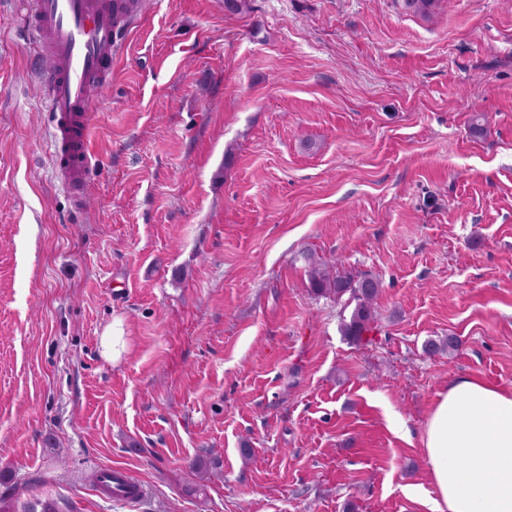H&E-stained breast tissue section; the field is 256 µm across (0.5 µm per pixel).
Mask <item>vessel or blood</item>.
Listing matches in <instances>:
<instances>
[{
  "label": "vessel or blood",
  "mask_w": 512,
  "mask_h": 512,
  "mask_svg": "<svg viewBox=\"0 0 512 512\" xmlns=\"http://www.w3.org/2000/svg\"><path fill=\"white\" fill-rule=\"evenodd\" d=\"M119 0H34L27 32L51 62L43 77L52 116L50 155L55 177L70 191L89 180L90 91L112 74L123 35L114 24Z\"/></svg>",
  "instance_id": "obj_1"
}]
</instances>
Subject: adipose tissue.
<instances>
[{"label":"adipose tissue","instance_id":"adipose-tissue-1","mask_svg":"<svg viewBox=\"0 0 512 512\" xmlns=\"http://www.w3.org/2000/svg\"><path fill=\"white\" fill-rule=\"evenodd\" d=\"M423 445L433 512H512V392L456 379L434 406Z\"/></svg>","mask_w":512,"mask_h":512}]
</instances>
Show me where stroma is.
<instances>
[{
  "label": "stroma",
  "instance_id": "stroma-1",
  "mask_svg": "<svg viewBox=\"0 0 512 512\" xmlns=\"http://www.w3.org/2000/svg\"><path fill=\"white\" fill-rule=\"evenodd\" d=\"M29 7L0 0V512H432L440 392H512V0H149L78 198ZM313 257L380 281L362 344Z\"/></svg>",
  "mask_w": 512,
  "mask_h": 512
}]
</instances>
